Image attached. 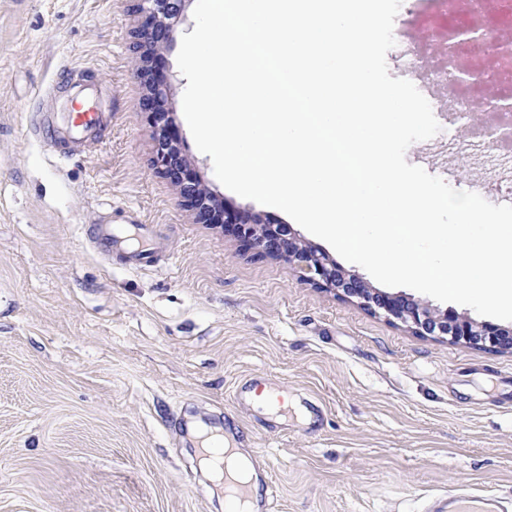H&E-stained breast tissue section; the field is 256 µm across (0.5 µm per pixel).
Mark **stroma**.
Instances as JSON below:
<instances>
[{"label":"stroma","mask_w":512,"mask_h":512,"mask_svg":"<svg viewBox=\"0 0 512 512\" xmlns=\"http://www.w3.org/2000/svg\"><path fill=\"white\" fill-rule=\"evenodd\" d=\"M136 0H0V512H224L189 422L230 433L278 488L273 512H425L454 489L512 500V353L431 336L313 287L294 265L194 223L153 165L158 134L132 70ZM185 10L160 68L170 131L225 206L281 222L215 177L182 111ZM93 89L102 122L71 138ZM491 85L445 84L443 138L408 163L512 204V160L460 117ZM149 227L104 256L97 225ZM282 388L266 414L255 387Z\"/></svg>","instance_id":"1"}]
</instances>
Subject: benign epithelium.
<instances>
[{"mask_svg":"<svg viewBox=\"0 0 512 512\" xmlns=\"http://www.w3.org/2000/svg\"><path fill=\"white\" fill-rule=\"evenodd\" d=\"M190 0H139L140 20L132 33L135 74L145 93L141 110L152 115L153 123L164 122L153 158L155 169L177 189L181 202L197 224H229L243 249L261 256L285 258L299 268L309 284L355 298L367 310L390 321L405 324L416 336L446 338L489 352L512 353V330L491 323H477L456 314H443L420 301L399 295L390 296L370 288L356 275H347L323 252L302 243L286 224L256 212L230 213L199 181L167 135L172 126L171 112L165 108L166 83L158 66L162 50L172 41L173 23ZM479 39L477 30L460 29L448 38V53Z\"/></svg>","mask_w":512,"mask_h":512,"instance_id":"7a95c632","label":"benign epithelium"}]
</instances>
